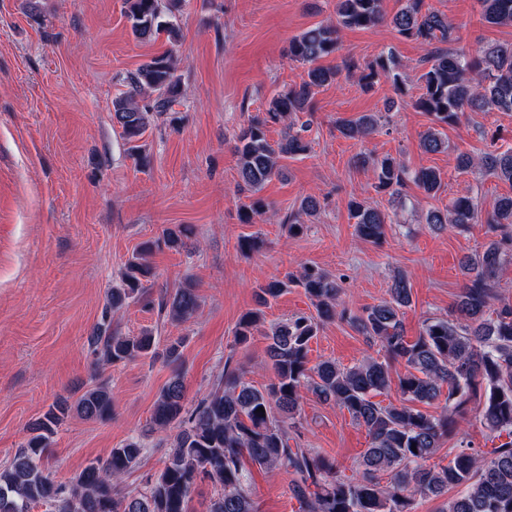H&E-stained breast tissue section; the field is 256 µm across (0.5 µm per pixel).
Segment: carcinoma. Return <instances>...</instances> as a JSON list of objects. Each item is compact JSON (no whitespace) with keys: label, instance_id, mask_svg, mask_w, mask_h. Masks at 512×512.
<instances>
[{"label":"carcinoma","instance_id":"1","mask_svg":"<svg viewBox=\"0 0 512 512\" xmlns=\"http://www.w3.org/2000/svg\"><path fill=\"white\" fill-rule=\"evenodd\" d=\"M483 19L496 26L512 25V0H480ZM132 34L143 41L164 35L177 39L178 0H124ZM383 20V0H336V22L318 23L296 36L289 57L307 66L305 77L277 93L264 112L248 119L235 137L234 153L240 182L252 196L240 221L254 223L259 216L277 217L261 196L265 184L283 175L285 159L307 152L311 120L301 115L314 111L316 89L337 80L341 73L358 75V84L371 90L380 78L400 86L401 75L393 52L359 66L346 58L336 69L317 61L340 50L341 28L367 29ZM390 23L400 37L427 47V69L421 75V93L412 100L415 109L432 122L420 139L426 153L448 148L440 128L457 123L466 110L512 112V45L482 47L472 55L455 50V27L448 16L425 6V0H404ZM173 50L151 57L123 78L126 91L113 99V122L122 130L131 156L146 161L141 141L152 116L167 115L180 102L181 80ZM282 126L280 138L270 141V126ZM378 126L374 114H363L337 124L341 135L362 139ZM373 188L400 208L407 205V183H414L427 198L443 189L442 173L435 168L410 171L389 156L371 159ZM479 168L512 185V147L494 148L478 157L461 154L457 168ZM319 202L308 197L297 212L279 223L288 235L306 230L305 218L313 216ZM349 216L360 239L381 245L386 234V214L356 197ZM434 231L465 232L485 222L497 232L480 253L461 261L465 278L455 316L429 317L415 340L405 335L404 309L411 306L412 288L403 275L393 278L389 298L350 313L339 308L340 286L324 270L303 266L258 285V307L241 315L235 342L245 345L264 324V307L290 288H301L313 302L316 315H295L270 327L267 357L274 369L269 384L257 388L244 379L241 364L217 375L209 391L187 406L181 373L183 339L160 345L146 330L125 336L112 328V314L144 295V281L152 276L150 256L164 244L170 250L185 247L188 229L169 228L162 240L146 242L128 260L122 286L108 291L105 315L89 336L95 356L94 370L136 359H162L171 376L162 387L150 418L152 433L175 430L161 439L166 448L162 466L141 489L126 490L123 478L138 466L146 445L138 435L129 436L108 456L91 461L67 482H58L44 464L57 427L75 412L87 420H112V395L96 382L74 402L64 398L27 428L25 442L12 460L0 467V512H31L44 505L48 512H194L191 502L197 481L208 480L219 488L204 512H257L251 472L244 460L268 472L290 474L289 491L302 512H413L416 497H440L460 486L465 491L444 503L441 512H512V303L495 294L501 262L512 248V194L499 197L487 217L477 201L460 196L425 218ZM159 310L176 323L194 319L200 297L189 285L164 293ZM348 320L369 344H379V356L368 355L350 368L333 360L309 365L311 341L320 327L335 319ZM405 366L398 376L400 404L381 405L373 397L391 386V371ZM322 402H332L362 425L370 439L355 472L340 474L336 460L301 446L299 415L302 392ZM446 396V407L429 414L416 404H431ZM479 401L480 423L498 443L477 451L461 441L447 465L430 467L427 461L441 448L442 440L459 434L458 417ZM264 408L258 413L256 409ZM388 481L381 482V474Z\"/></svg>","mask_w":512,"mask_h":512}]
</instances>
